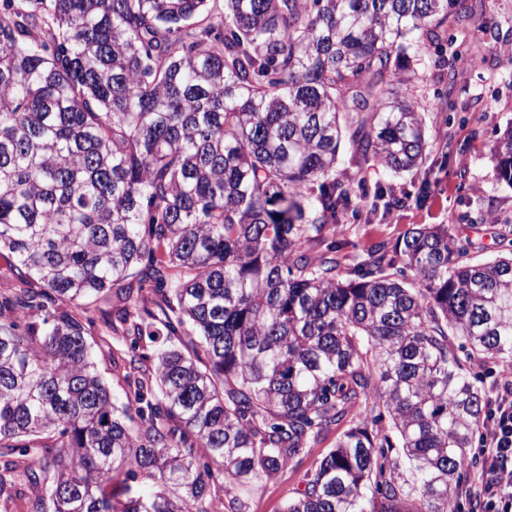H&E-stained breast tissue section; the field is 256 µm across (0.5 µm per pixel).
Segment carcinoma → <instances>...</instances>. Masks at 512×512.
Wrapping results in <instances>:
<instances>
[{
	"label": "carcinoma",
	"mask_w": 512,
	"mask_h": 512,
	"mask_svg": "<svg viewBox=\"0 0 512 512\" xmlns=\"http://www.w3.org/2000/svg\"><path fill=\"white\" fill-rule=\"evenodd\" d=\"M464 2L0 0V253L28 284L0 296V512H246L216 492L347 418L282 512H453L512 368V249L417 224L343 278L326 229L345 128L349 165L422 172L392 86ZM494 158L512 187V130ZM408 201L378 185L365 219ZM97 365L100 373L104 379L108 382L111 391L118 396L122 395V389L120 387V381L112 367V355L109 354L107 348L101 350L96 348Z\"/></svg>",
	"instance_id": "carcinoma-1"
}]
</instances>
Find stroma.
Listing matches in <instances>:
<instances>
[{
    "mask_svg": "<svg viewBox=\"0 0 512 512\" xmlns=\"http://www.w3.org/2000/svg\"><path fill=\"white\" fill-rule=\"evenodd\" d=\"M454 40H467L477 63L457 69L450 49L428 48L413 61V97L425 110L429 142H451L450 155L431 153L426 161L431 177L442 178L447 191L423 187L422 179L393 175L380 167L340 168V176L367 186L382 185L395 195L412 196L406 210L386 222L365 223L351 218L336 229L343 243L339 268L352 269L355 251L392 243L415 224L475 222L469 235L477 243L472 261L496 256L495 237L503 224H512V188L495 178L493 146L512 128V0H478L469 26L449 22ZM453 115L445 123V115ZM339 427H332L305 454L287 463L273 478L247 495V512H281L283 503L303 489L307 475L336 444Z\"/></svg>",
    "mask_w": 512,
    "mask_h": 512,
    "instance_id": "1",
    "label": "stroma"
}]
</instances>
